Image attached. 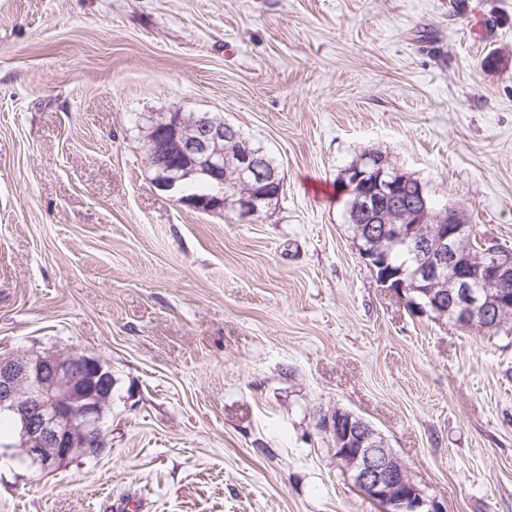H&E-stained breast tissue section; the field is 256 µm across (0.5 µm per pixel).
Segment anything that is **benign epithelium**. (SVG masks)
Wrapping results in <instances>:
<instances>
[{
  "label": "benign epithelium",
  "instance_id": "7a95c632",
  "mask_svg": "<svg viewBox=\"0 0 512 512\" xmlns=\"http://www.w3.org/2000/svg\"><path fill=\"white\" fill-rule=\"evenodd\" d=\"M224 121L179 111L151 122L146 146L156 166L155 185L180 193L178 201L203 213L230 211L250 223L278 198L283 182L256 164L250 144L236 136L224 141ZM364 167L344 172L353 220L365 224L359 238L364 261L387 259L396 244L410 247L418 260L414 281L379 285L406 301L416 314L459 327L495 328L512 309V253L473 243L469 219L451 206L432 211L414 174L367 150ZM250 186L243 193L226 186L224 175ZM199 175L218 184L208 194L187 195L183 180ZM401 194L414 200L411 223L379 224L382 208ZM431 224L429 232L423 225ZM112 406V368L101 357L74 349L0 354V414L12 416L17 439L8 445L19 460L44 474L107 449L104 420ZM338 459L362 494L381 512H445L414 481L372 425L338 410L322 420Z\"/></svg>",
  "mask_w": 512,
  "mask_h": 512
}]
</instances>
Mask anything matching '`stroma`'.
<instances>
[{"label":"stroma","mask_w":512,"mask_h":512,"mask_svg":"<svg viewBox=\"0 0 512 512\" xmlns=\"http://www.w3.org/2000/svg\"><path fill=\"white\" fill-rule=\"evenodd\" d=\"M512 0H0V353L117 380L98 458H0V512H379L320 423L371 424L445 512H512V324L413 314L339 178L374 148L512 249ZM272 157L250 224L160 190L150 119Z\"/></svg>","instance_id":"1"}]
</instances>
